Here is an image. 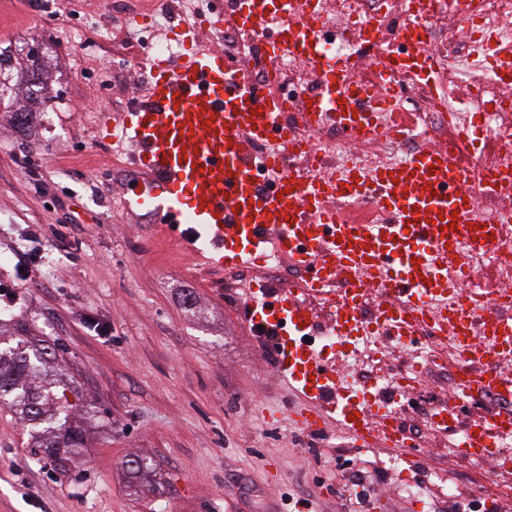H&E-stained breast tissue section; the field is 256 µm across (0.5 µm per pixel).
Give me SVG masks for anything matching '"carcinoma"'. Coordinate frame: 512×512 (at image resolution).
Here are the masks:
<instances>
[{
	"label": "carcinoma",
	"mask_w": 512,
	"mask_h": 512,
	"mask_svg": "<svg viewBox=\"0 0 512 512\" xmlns=\"http://www.w3.org/2000/svg\"><path fill=\"white\" fill-rule=\"evenodd\" d=\"M60 344L31 338L22 327L0 322V406L31 427L33 454L48 462L80 454L83 404L69 400L71 383L60 371Z\"/></svg>",
	"instance_id": "carcinoma-1"
}]
</instances>
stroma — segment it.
Masks as SVG:
<instances>
[{
    "mask_svg": "<svg viewBox=\"0 0 512 512\" xmlns=\"http://www.w3.org/2000/svg\"><path fill=\"white\" fill-rule=\"evenodd\" d=\"M202 8L0 0V50L12 53L0 70V288L16 298L14 321L60 342L73 387L99 410L80 454L52 465L0 409V512H374L382 497L388 512H512V475L450 455L430 429L453 385L439 363H425L401 410V448L264 420L259 406L283 410L291 397L272 339L248 336L236 304L250 270L200 268L113 200L123 159L105 135L143 80L140 44ZM142 14L155 27L136 26ZM33 46L45 71L37 94L25 78ZM137 455L151 472L128 469Z\"/></svg>",
    "mask_w": 512,
    "mask_h": 512,
    "instance_id": "35a3bbf8",
    "label": "stroma"
}]
</instances>
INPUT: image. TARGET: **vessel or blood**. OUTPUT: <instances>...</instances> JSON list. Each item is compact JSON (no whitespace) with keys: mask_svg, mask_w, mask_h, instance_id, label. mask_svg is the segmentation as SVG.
<instances>
[{"mask_svg":"<svg viewBox=\"0 0 512 512\" xmlns=\"http://www.w3.org/2000/svg\"><path fill=\"white\" fill-rule=\"evenodd\" d=\"M425 0H404L414 23L404 38L409 68L427 81L435 68L432 32L421 17ZM319 0H236L231 17L216 13L205 29L224 36L225 23L263 36L269 60L292 58L319 85L296 108L305 122L334 127L357 144L396 132L404 114L390 111L380 89L347 82L320 51L326 38ZM195 26L175 32L174 61L156 60L140 94L116 119L118 146L128 176L120 183V206L133 224H154L175 234L190 256L233 271L252 267L243 288L250 335H273L278 383L295 390L288 411L296 428L320 435L340 427L359 446L400 448L398 406L415 389L418 372L408 368L394 390L364 387L362 402L343 397L350 388L342 368L308 341L316 310L312 298L327 296L332 327L347 336L375 328L384 346L418 336L421 321H433L439 339L468 340L465 369L450 400L430 413L436 432L460 424V408L476 395L512 388V315L501 304L478 302L457 287L453 273L465 250L486 245L512 223V205L488 211L472 184L486 153L478 119L459 128L460 153L443 141H426L394 164L323 163L316 176L301 178L292 159L306 157L311 136H295L284 123L288 100L261 94L249 68L203 46ZM352 35L361 52L375 50L379 32L360 23ZM380 208V224H349L342 203ZM203 225L205 242L189 225ZM288 258L309 271L298 287L273 286L262 274L266 254ZM374 301L372 319L363 306ZM451 450L478 463L503 467L498 438L512 431V413L460 424Z\"/></svg>","mask_w":512,"mask_h":512,"instance_id":"b4317fda","label":"vessel or blood"}]
</instances>
